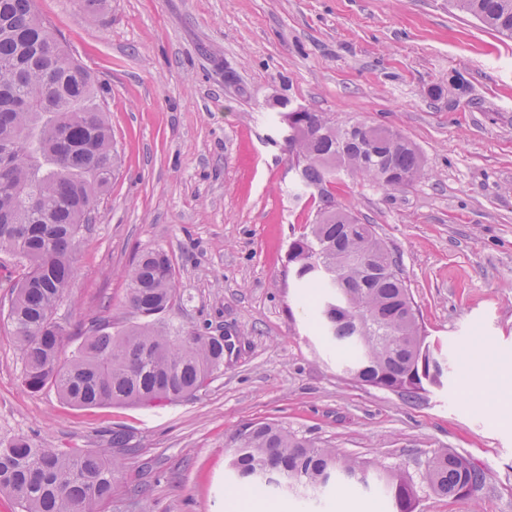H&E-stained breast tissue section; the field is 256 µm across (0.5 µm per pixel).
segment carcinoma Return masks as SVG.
I'll return each mask as SVG.
<instances>
[{"label":"carcinoma","mask_w":512,"mask_h":512,"mask_svg":"<svg viewBox=\"0 0 512 512\" xmlns=\"http://www.w3.org/2000/svg\"><path fill=\"white\" fill-rule=\"evenodd\" d=\"M452 9L512 39V0H448ZM301 141L286 143L299 183L316 187L322 206L295 239L288 261L316 302L324 336L351 351L344 371L366 385L415 398L438 385L448 363L436 356L419 322L397 257L373 225L334 204L327 186L341 171L398 190L424 174L418 147L388 129L339 124L323 112H290ZM0 252L27 263L13 288L8 323L24 362L25 385L53 386L77 407L175 404L195 397L224 368V337L172 330L162 320L175 295V268L162 249L141 253L126 271V300L138 321L112 329L94 322L66 361L54 311L74 275L73 252L99 197L112 184L117 154L90 72L42 20L35 0H0ZM231 467L241 486L291 493L341 490L357 480L382 484L393 512H415V481L318 446L273 423H248L233 437ZM118 469L102 450L51 448L18 438L0 445V493L21 512H99L112 502ZM423 482L436 495H470L484 470L453 451L434 453Z\"/></svg>","instance_id":"cac0c4a2"}]
</instances>
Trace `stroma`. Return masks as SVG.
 Segmentation results:
<instances>
[{"mask_svg":"<svg viewBox=\"0 0 512 512\" xmlns=\"http://www.w3.org/2000/svg\"><path fill=\"white\" fill-rule=\"evenodd\" d=\"M67 52L101 85L118 164L82 231L59 303L63 357L92 321L123 327L125 271L161 248L175 268L167 321L230 336L224 370L195 399L75 408L31 391L6 315L19 260L0 253V442L103 449L120 463L106 512H392L360 485L302 499L240 489L230 438L281 423L320 446L416 476V512H512V426L468 392L464 353L484 345L476 379L512 357V41L448 0H36ZM242 92L227 89L225 70ZM464 85L433 96L454 76ZM400 131L425 175L386 192L341 175L330 191L400 258L431 345L452 370L412 400L352 380L345 353L300 302L291 243L318 192L295 186L274 100ZM128 448L109 447L112 428ZM451 450L486 475L444 498L420 476Z\"/></svg>","mask_w":512,"mask_h":512,"instance_id":"35a3bbf8","label":"stroma"}]
</instances>
